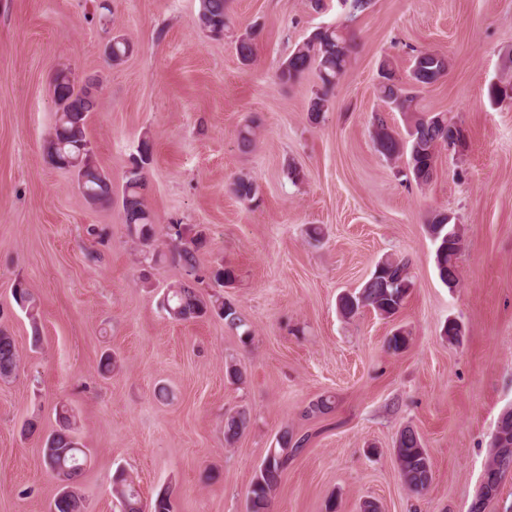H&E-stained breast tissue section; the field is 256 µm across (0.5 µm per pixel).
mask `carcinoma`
<instances>
[{"mask_svg": "<svg viewBox=\"0 0 512 512\" xmlns=\"http://www.w3.org/2000/svg\"><path fill=\"white\" fill-rule=\"evenodd\" d=\"M198 20L203 29L215 37L224 34L227 26V0H200ZM351 42L342 29L328 26L315 32L282 62L279 79L293 82L314 69L324 87L330 88L347 70ZM130 44L112 38L110 63L119 65L130 54ZM448 70V57L436 52L420 51L413 57L410 69L411 87L395 81L390 61L380 65L381 81L378 93L382 100L400 112L413 111L415 96L412 89L423 88L441 79ZM53 95L59 106L54 132L45 145L49 162L59 168L71 169L77 175L78 186L84 198L92 205L112 199V180L92 160V147L87 138L89 115L96 108V96L78 88L66 70H60L54 79ZM374 143L377 152L391 161H404L413 178L433 173L438 148L456 146L462 141L461 129L445 113L422 115L415 118L408 138L399 140L380 115L374 117ZM153 145L149 137L141 139L137 154L130 158L122 194L125 224L130 236L145 246L152 245L155 235L154 216L145 202L147 182L145 169L152 161ZM234 193L242 200L251 201L257 193L256 183L249 178H239L233 183ZM428 233L435 245V263L443 285L452 291L459 285L458 259L461 251V233L455 218L445 212L432 215ZM172 257L192 273L197 271L196 253L204 246L200 237H188L187 229L180 224L168 225ZM412 282L409 262L405 259L385 258L380 261L363 287L354 293L339 297L340 311L351 316L364 307L379 315L390 317L398 312L408 296ZM15 303L26 311L33 325V342L40 341L37 324V305L23 281L15 284ZM164 308L178 321H191L217 315L229 325L239 328L243 319L236 307L224 301V296L213 294L204 297L195 284L183 281L167 288ZM20 353L14 337L0 329V380L15 376ZM250 417L238 410L224 417V441L236 442L249 425ZM278 447L271 448L258 467L247 491L248 512H270L272 492L280 484L290 457L298 452L303 440L295 439L283 431L277 439ZM493 454L485 468L482 488L470 512H485L491 496L487 491H497L507 477L504 460L512 457V410L505 412L493 438ZM393 452L399 475L406 488L416 494L428 489L433 479V468L427 449L419 435L410 428L400 431ZM88 462L75 428V416L63 409L57 413V428L47 437L43 448L45 468L59 482L60 489L51 503V512H86L77 481ZM113 494L121 512H141L143 503L134 483L124 473L113 477Z\"/></svg>", "mask_w": 512, "mask_h": 512, "instance_id": "cac0c4a2", "label": "carcinoma"}]
</instances>
